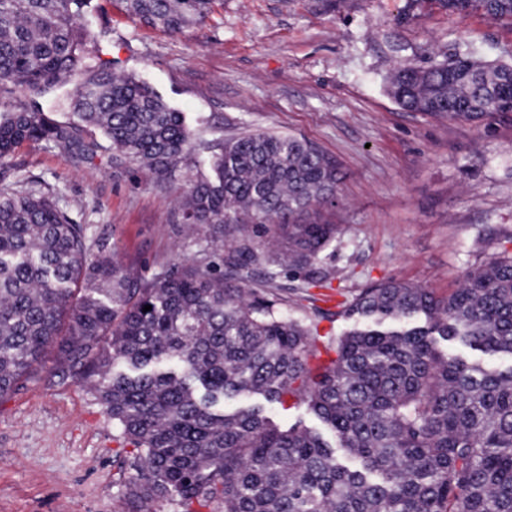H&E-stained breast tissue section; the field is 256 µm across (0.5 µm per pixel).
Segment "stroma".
<instances>
[{"label": "stroma", "mask_w": 512, "mask_h": 512, "mask_svg": "<svg viewBox=\"0 0 512 512\" xmlns=\"http://www.w3.org/2000/svg\"><path fill=\"white\" fill-rule=\"evenodd\" d=\"M84 22L108 28L103 59L132 73L184 112L206 138L272 132L305 138L341 164L333 222L343 231L314 265L291 272L268 262L263 239L252 283L272 278L288 311L304 318L303 287L321 309L372 283L401 279L437 294L490 257L512 252V113L483 123L400 108L384 79L401 62L469 49L512 62V24L452 15L438 0H218L203 23L176 34L148 28L119 0H90ZM36 180L66 201L90 242L152 276L203 258L208 230L181 232L188 177L160 184L103 156L79 160L42 144L18 148L0 181ZM117 431L83 386L60 380L54 353L33 379L0 401V512H116Z\"/></svg>", "instance_id": "1"}]
</instances>
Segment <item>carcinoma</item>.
I'll list each match as a JSON object with an SVG mask.
<instances>
[{
    "label": "carcinoma",
    "mask_w": 512,
    "mask_h": 512,
    "mask_svg": "<svg viewBox=\"0 0 512 512\" xmlns=\"http://www.w3.org/2000/svg\"><path fill=\"white\" fill-rule=\"evenodd\" d=\"M88 0H0V86L35 98L0 103V164L25 143L134 165L159 183L210 151L181 201L194 235L247 227L281 244L290 270L313 264L341 229L336 161L305 139L256 132L205 142L150 85L96 56ZM142 24L180 33L216 0H119ZM451 13L512 22V0H443ZM66 93L74 120L38 99ZM394 102L412 112L482 121L512 112V64L471 56L398 65ZM54 191L0 185V399L55 352L119 430V512H512V366L490 370L437 339L512 357V254L467 271L438 296L390 279L336 304L339 336L288 315L273 288L240 274L247 246L219 261L132 274ZM152 309L145 312L144 306ZM305 404L332 433L275 424L264 404Z\"/></svg>",
    "instance_id": "1"
}]
</instances>
